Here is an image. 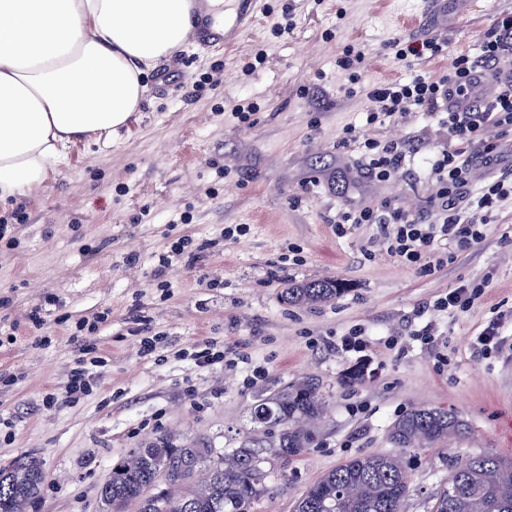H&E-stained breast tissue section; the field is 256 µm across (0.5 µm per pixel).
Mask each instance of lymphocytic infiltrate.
I'll return each mask as SVG.
<instances>
[{
	"label": "lymphocytic infiltrate",
	"mask_w": 512,
	"mask_h": 512,
	"mask_svg": "<svg viewBox=\"0 0 512 512\" xmlns=\"http://www.w3.org/2000/svg\"><path fill=\"white\" fill-rule=\"evenodd\" d=\"M397 64L409 70L408 78L363 87L367 102L366 121L382 124L399 114L416 109L438 117L448 131L449 146L437 158L428 161V176L438 185L433 200L436 221L411 217L391 203L380 207L363 206L338 213L337 234H344L349 224H376L388 253L402 262L431 271L435 255L434 241L451 240L461 250L483 241L493 222L496 204L512 196V170H500L496 144L483 140L487 127L502 133L512 132V88L495 92L483 103L465 112L449 108L450 98L468 97L478 77H501L512 70V12L498 14L476 53L456 52L437 37L392 38L388 44ZM444 60L437 72L421 73L413 68L417 60ZM368 154L362 171L366 177L387 181L403 168L405 150L398 143L367 142ZM484 166L493 174L479 191L471 189L474 167ZM481 210V220H473L469 205Z\"/></svg>",
	"instance_id": "f902f5d3"
}]
</instances>
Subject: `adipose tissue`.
Returning a JSON list of instances; mask_svg holds the SVG:
<instances>
[{
	"instance_id": "adipose-tissue-1",
	"label": "adipose tissue",
	"mask_w": 512,
	"mask_h": 512,
	"mask_svg": "<svg viewBox=\"0 0 512 512\" xmlns=\"http://www.w3.org/2000/svg\"><path fill=\"white\" fill-rule=\"evenodd\" d=\"M192 0H0V201L41 186L66 144L120 133L140 76L196 29Z\"/></svg>"
}]
</instances>
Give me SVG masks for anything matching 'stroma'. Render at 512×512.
Here are the masks:
<instances>
[{"label": "stroma", "instance_id": "35a3bbf8", "mask_svg": "<svg viewBox=\"0 0 512 512\" xmlns=\"http://www.w3.org/2000/svg\"><path fill=\"white\" fill-rule=\"evenodd\" d=\"M267 2L231 47L213 53L194 40L146 70L145 97L117 137L68 145L40 189L0 203V216L27 217L16 246L0 249V324L15 328L0 340V464L31 454L46 475L27 512H101L113 461L162 437L229 452L257 391L303 378L318 379L327 400L313 441L286 462L264 448L266 490L246 512H294L348 458L394 452L411 467L403 512H430L456 463L512 457V196L482 243L460 253L435 242L451 259L425 274L387 253L378 225L340 237L334 224L341 209L385 201L436 218L437 186L421 161L448 147L446 129L416 111L366 124L364 98L346 95L336 71L360 42L369 49L361 83L406 77L386 44L433 33V0ZM478 2L444 32L452 49L475 51L496 14L512 10V0ZM288 18L292 29L277 34ZM162 73L178 77L176 89L156 88ZM242 98L255 105L247 119L225 114ZM349 126L358 140L405 144L400 174L365 177L358 140L343 141ZM174 213L186 223H170ZM312 280L342 281L347 292L317 305L282 301L288 284ZM463 284L482 288L468 309L434 308ZM38 307L52 317L42 330L32 326ZM99 312L107 319L98 330H78ZM499 317L498 344L473 353V337ZM355 331L364 346L345 348ZM146 336L154 354L143 351ZM202 340L223 362L194 364ZM83 349L103 358L102 387L44 405ZM356 366L363 381L341 384ZM420 407L456 412L467 434L395 449L390 425Z\"/></svg>", "mask_w": 512, "mask_h": 512}]
</instances>
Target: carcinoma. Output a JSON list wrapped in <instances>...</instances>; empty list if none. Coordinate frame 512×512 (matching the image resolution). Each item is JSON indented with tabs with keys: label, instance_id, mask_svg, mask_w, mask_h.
<instances>
[{
	"label": "carcinoma",
	"instance_id": "obj_1",
	"mask_svg": "<svg viewBox=\"0 0 512 512\" xmlns=\"http://www.w3.org/2000/svg\"><path fill=\"white\" fill-rule=\"evenodd\" d=\"M345 292L335 280L307 281L282 292L289 304L331 301ZM325 396L316 379L264 388L250 412L251 432L224 456L207 448L174 446L161 438L133 448L119 459L98 491L104 512H246L251 499L265 490L260 448L272 438L278 454L297 455L312 434L301 423L321 412ZM467 432V424L445 408H416L391 425L396 448L444 442ZM186 457L193 468L182 482L167 484L159 474L163 462ZM137 459L132 466L129 460ZM409 466L396 454L355 456L325 474L297 501L295 512H403L409 492ZM45 473L38 458L21 455L0 466V512H24L39 496ZM431 512H512V458L494 453L473 455L454 466L437 491Z\"/></svg>",
	"mask_w": 512,
	"mask_h": 512
}]
</instances>
